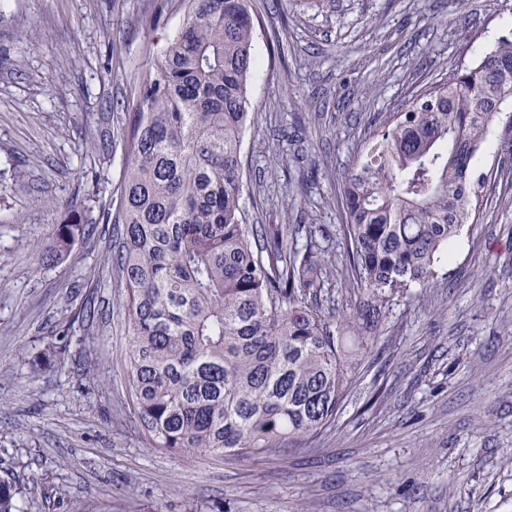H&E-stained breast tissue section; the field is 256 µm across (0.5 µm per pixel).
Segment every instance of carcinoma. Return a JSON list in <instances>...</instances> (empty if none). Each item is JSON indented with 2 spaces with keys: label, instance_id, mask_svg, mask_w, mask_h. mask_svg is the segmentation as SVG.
<instances>
[{
  "label": "carcinoma",
  "instance_id": "cac0c4a2",
  "mask_svg": "<svg viewBox=\"0 0 512 512\" xmlns=\"http://www.w3.org/2000/svg\"><path fill=\"white\" fill-rule=\"evenodd\" d=\"M179 32L140 80L113 260L126 288L128 381L138 420L171 453H277L331 427L387 308L426 289L479 215L473 175L512 104V36L381 122L343 185L353 306L323 315L328 253L302 227L259 230L240 205L250 102V0H182ZM84 224L40 253L68 255ZM22 489L0 480V512Z\"/></svg>",
  "mask_w": 512,
  "mask_h": 512
}]
</instances>
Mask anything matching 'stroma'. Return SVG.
<instances>
[{
  "label": "stroma",
  "instance_id": "obj_1",
  "mask_svg": "<svg viewBox=\"0 0 512 512\" xmlns=\"http://www.w3.org/2000/svg\"><path fill=\"white\" fill-rule=\"evenodd\" d=\"M247 224H310L342 310L343 182L379 120L512 33V0H254ZM181 0H0V479L19 512H512V107L430 288L390 306L336 423L271 456L171 454L128 384L118 199L138 83ZM85 235L38 252L76 217ZM99 317H83L86 305Z\"/></svg>",
  "mask_w": 512,
  "mask_h": 512
}]
</instances>
